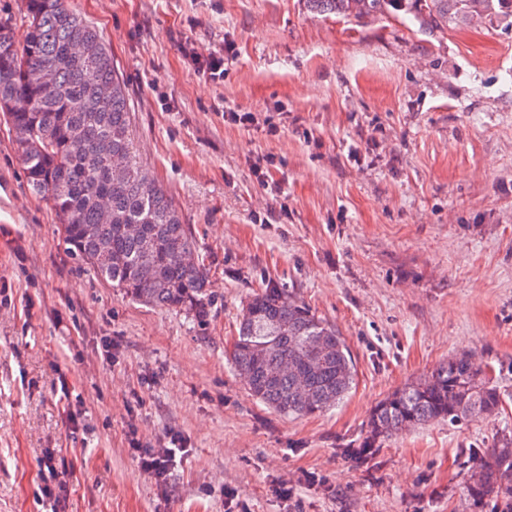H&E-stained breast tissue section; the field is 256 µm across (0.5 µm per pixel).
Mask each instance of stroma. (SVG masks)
<instances>
[{"label":"stroma","instance_id":"obj_1","mask_svg":"<svg viewBox=\"0 0 512 512\" xmlns=\"http://www.w3.org/2000/svg\"><path fill=\"white\" fill-rule=\"evenodd\" d=\"M68 3L112 49L137 159L189 224L213 303L199 324L79 263L0 121V512H51L37 493L52 448L72 463L64 512H471L466 448L512 434V30L440 40L303 0ZM180 37L223 50V81L185 68ZM228 108L257 121L225 123ZM266 154L282 197L252 176ZM269 281L350 348L353 388L322 414L266 408L225 358ZM462 353L493 367L498 415L394 437L374 469L343 456L378 401ZM131 429L150 449L181 437L170 495Z\"/></svg>","mask_w":512,"mask_h":512}]
</instances>
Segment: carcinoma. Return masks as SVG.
I'll return each mask as SVG.
<instances>
[{
    "instance_id": "obj_1",
    "label": "carcinoma",
    "mask_w": 512,
    "mask_h": 512,
    "mask_svg": "<svg viewBox=\"0 0 512 512\" xmlns=\"http://www.w3.org/2000/svg\"><path fill=\"white\" fill-rule=\"evenodd\" d=\"M347 21L410 20L444 35L474 19L512 27V0H304ZM17 38L0 22V117L10 125L31 191L55 211L66 249L131 300L183 311L203 323L211 294L195 240L165 190L133 154L129 103L111 49L67 0H24ZM318 358L309 356L314 345ZM250 394L283 416L321 414L350 392L355 365L335 327L303 301L267 282L242 307L228 352ZM502 396L488 371L466 354L396 389L372 409L348 448L369 465L385 441L431 422L462 427L495 416ZM471 505L512 502V436L467 449Z\"/></svg>"
}]
</instances>
